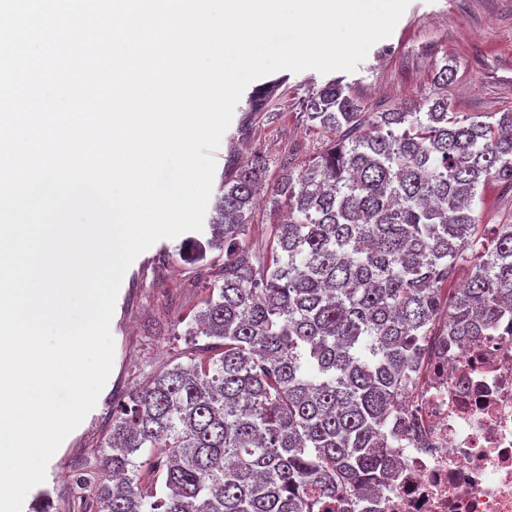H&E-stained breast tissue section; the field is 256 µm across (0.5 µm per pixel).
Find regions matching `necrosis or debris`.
Segmentation results:
<instances>
[{
    "instance_id": "1",
    "label": "necrosis or debris",
    "mask_w": 512,
    "mask_h": 512,
    "mask_svg": "<svg viewBox=\"0 0 512 512\" xmlns=\"http://www.w3.org/2000/svg\"><path fill=\"white\" fill-rule=\"evenodd\" d=\"M406 391L395 476L368 512H512V312L496 331L427 352Z\"/></svg>"
}]
</instances>
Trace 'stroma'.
<instances>
[{"mask_svg": "<svg viewBox=\"0 0 512 512\" xmlns=\"http://www.w3.org/2000/svg\"><path fill=\"white\" fill-rule=\"evenodd\" d=\"M455 68L448 93L459 112L512 111V0H409L392 33L376 42L351 72L277 71L280 87L268 111L252 112L248 100L259 88L250 82L231 122L213 151L215 171L206 208L213 218L226 179L253 155L267 165V192L251 215L245 241L256 253L269 247L270 230L284 211L272 193L281 175L321 152L327 134L311 129L305 114L309 97L328 81L340 80L346 94L381 110L431 94L443 65ZM480 223L512 217V189L488 185L474 204ZM189 233L162 238L139 254L123 280L110 322L112 369L93 409L61 443L41 484L50 512H72L77 477L91 475L112 425V400L145 383L159 365L183 356L185 318L199 311L206 290L203 265L219 267L218 251L205 260L190 257Z\"/></svg>", "mask_w": 512, "mask_h": 512, "instance_id": "35a3bbf8", "label": "stroma"}]
</instances>
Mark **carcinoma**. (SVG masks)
Segmentation results:
<instances>
[{
    "instance_id": "cac0c4a2",
    "label": "carcinoma",
    "mask_w": 512,
    "mask_h": 512,
    "mask_svg": "<svg viewBox=\"0 0 512 512\" xmlns=\"http://www.w3.org/2000/svg\"><path fill=\"white\" fill-rule=\"evenodd\" d=\"M453 77L441 68L440 92L393 112L336 80L316 91L307 118L335 138L274 186L288 218L263 256L243 237L265 162L224 182L195 241L224 262L184 332L188 362L117 401L110 478H79L73 512H361L389 481L387 428L426 338L488 336L512 309V223L473 209L487 183L512 187V112L454 111Z\"/></svg>"
}]
</instances>
